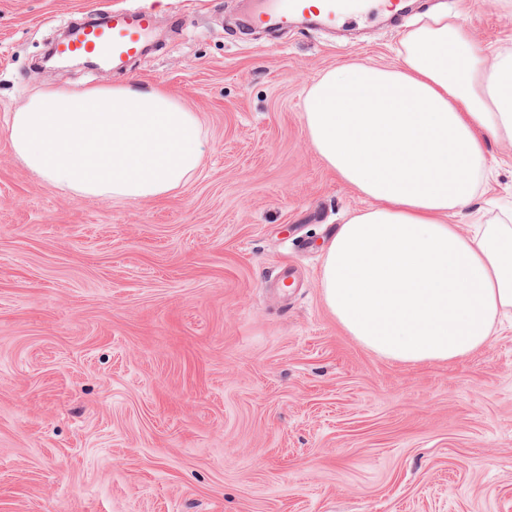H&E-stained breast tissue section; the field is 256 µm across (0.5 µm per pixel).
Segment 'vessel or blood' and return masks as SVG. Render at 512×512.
<instances>
[{
    "label": "vessel or blood",
    "mask_w": 512,
    "mask_h": 512,
    "mask_svg": "<svg viewBox=\"0 0 512 512\" xmlns=\"http://www.w3.org/2000/svg\"><path fill=\"white\" fill-rule=\"evenodd\" d=\"M401 0H260L253 12V23L264 27L292 26L298 19L312 16L323 26L347 25L359 15L375 16L387 11L396 13ZM156 27V16L136 7L122 9L90 22L65 42L58 52L65 57H84L123 68L126 62L143 53Z\"/></svg>",
    "instance_id": "b4317fda"
}]
</instances>
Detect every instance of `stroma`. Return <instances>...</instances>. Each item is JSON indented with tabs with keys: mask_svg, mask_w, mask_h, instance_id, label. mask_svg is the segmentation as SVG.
I'll use <instances>...</instances> for the list:
<instances>
[{
	"mask_svg": "<svg viewBox=\"0 0 512 512\" xmlns=\"http://www.w3.org/2000/svg\"><path fill=\"white\" fill-rule=\"evenodd\" d=\"M248 0H0V512H512V327L451 363L401 364L328 311L322 253L366 200L330 172L305 88L396 59L418 17L512 52L498 0H413L327 32L245 31ZM131 5L154 47L120 72L41 69L82 14ZM163 86L201 122L171 195L77 198L5 135L39 90ZM488 195L512 194V141Z\"/></svg>",
	"mask_w": 512,
	"mask_h": 512,
	"instance_id": "obj_1",
	"label": "stroma"
}]
</instances>
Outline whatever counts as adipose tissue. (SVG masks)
<instances>
[{"label":"adipose tissue","instance_id":"adipose-tissue-1","mask_svg":"<svg viewBox=\"0 0 512 512\" xmlns=\"http://www.w3.org/2000/svg\"><path fill=\"white\" fill-rule=\"evenodd\" d=\"M301 112L325 166L368 202L323 256L337 323L400 363L479 351L512 317V226L465 235L452 219L477 194L488 144L512 141V52L487 65L468 25L438 14L403 35L397 64L324 73ZM6 136L26 169L77 197L163 198L201 163L198 116L158 86L47 89Z\"/></svg>","mask_w":512,"mask_h":512}]
</instances>
